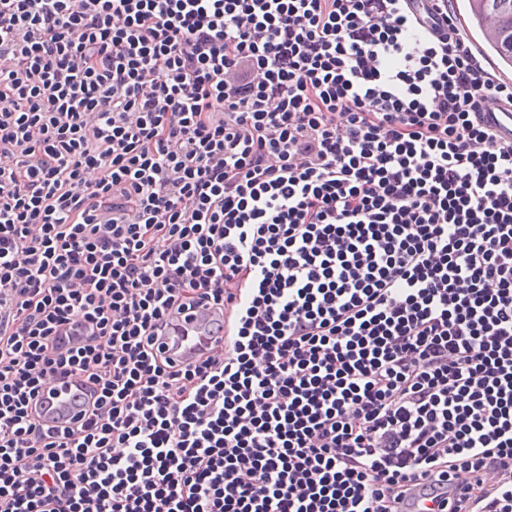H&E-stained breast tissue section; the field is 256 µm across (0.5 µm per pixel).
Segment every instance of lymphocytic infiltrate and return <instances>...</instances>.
I'll return each mask as SVG.
<instances>
[{
  "label": "lymphocytic infiltrate",
  "instance_id": "f902f5d3",
  "mask_svg": "<svg viewBox=\"0 0 512 512\" xmlns=\"http://www.w3.org/2000/svg\"><path fill=\"white\" fill-rule=\"evenodd\" d=\"M450 3L0 0V512H512V79ZM482 114L484 122L512 139V103L489 99L483 105ZM224 323V311L217 308L202 309L198 311L187 323H183L178 333L184 328L191 329L200 334L201 339L210 347L218 343L224 346V331L219 327ZM49 388L51 389L50 394L48 393ZM82 391V383L78 380L73 381L66 388H61L56 381H51L45 392L46 395L48 393L53 398L50 400L48 408L51 410L48 415L58 422V425H64V422L82 407L84 397Z\"/></svg>",
  "mask_w": 512,
  "mask_h": 512
}]
</instances>
